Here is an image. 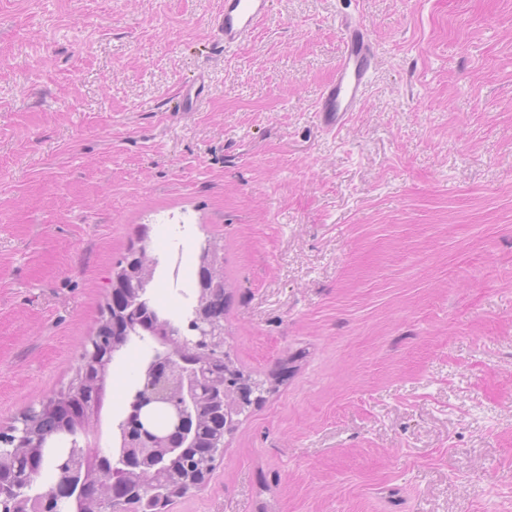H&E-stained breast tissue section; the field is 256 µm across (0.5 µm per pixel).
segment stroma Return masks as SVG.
Returning a JSON list of instances; mask_svg holds the SVG:
<instances>
[{
	"label": "stroma",
	"instance_id": "obj_1",
	"mask_svg": "<svg viewBox=\"0 0 512 512\" xmlns=\"http://www.w3.org/2000/svg\"><path fill=\"white\" fill-rule=\"evenodd\" d=\"M222 11L0 0V428L67 390L141 233L217 241L226 350L288 375L168 512H512V0H272L229 53ZM349 14L377 62L328 132Z\"/></svg>",
	"mask_w": 512,
	"mask_h": 512
}]
</instances>
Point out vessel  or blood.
I'll list each match as a JSON object with an SVG mask.
<instances>
[{
  "instance_id": "b4317fda",
  "label": "vessel or blood",
  "mask_w": 512,
  "mask_h": 512,
  "mask_svg": "<svg viewBox=\"0 0 512 512\" xmlns=\"http://www.w3.org/2000/svg\"><path fill=\"white\" fill-rule=\"evenodd\" d=\"M270 0H224V11L214 31L225 50L240 46L267 17ZM342 55L331 81L318 102L322 126L337 130L353 113L361 111L376 61V51L360 18L346 16L339 21Z\"/></svg>"
}]
</instances>
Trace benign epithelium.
Listing matches in <instances>:
<instances>
[{"label": "benign epithelium", "mask_w": 512, "mask_h": 512, "mask_svg": "<svg viewBox=\"0 0 512 512\" xmlns=\"http://www.w3.org/2000/svg\"><path fill=\"white\" fill-rule=\"evenodd\" d=\"M224 320L205 300L191 310L186 330L175 326L179 345L164 343L146 360L141 381L119 431L112 434V452L96 456L69 444L57 468L65 472L54 498L38 493L37 479L55 463L42 444L43 411L71 413L76 429L83 430L94 410L77 409L75 401L86 385L80 373L67 393L49 399L42 409L21 418L20 425L0 432V512H47L51 503L68 512H82L93 503L95 512H127L115 498L113 486L127 484L137 505L162 510L163 491L169 483L165 462L191 437L196 420L214 406H224V372L198 361L204 355L224 356ZM103 337L93 334L82 354L83 367L97 364Z\"/></svg>", "instance_id": "obj_1"}]
</instances>
